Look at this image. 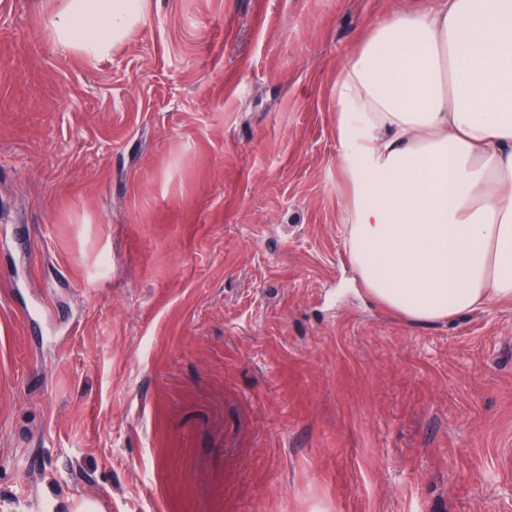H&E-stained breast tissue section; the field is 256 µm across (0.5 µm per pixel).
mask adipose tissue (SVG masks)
Here are the masks:
<instances>
[{"label": "adipose tissue", "instance_id": "ef3b65f1", "mask_svg": "<svg viewBox=\"0 0 512 512\" xmlns=\"http://www.w3.org/2000/svg\"><path fill=\"white\" fill-rule=\"evenodd\" d=\"M146 0H55L60 48L105 53ZM346 247L365 289L428 325L512 300V0L377 20L332 90Z\"/></svg>", "mask_w": 512, "mask_h": 512}]
</instances>
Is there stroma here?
Instances as JSON below:
<instances>
[{
    "instance_id": "obj_1",
    "label": "stroma",
    "mask_w": 512,
    "mask_h": 512,
    "mask_svg": "<svg viewBox=\"0 0 512 512\" xmlns=\"http://www.w3.org/2000/svg\"><path fill=\"white\" fill-rule=\"evenodd\" d=\"M431 5L147 0L95 59L0 0V512H512V300L346 255L336 73Z\"/></svg>"
}]
</instances>
